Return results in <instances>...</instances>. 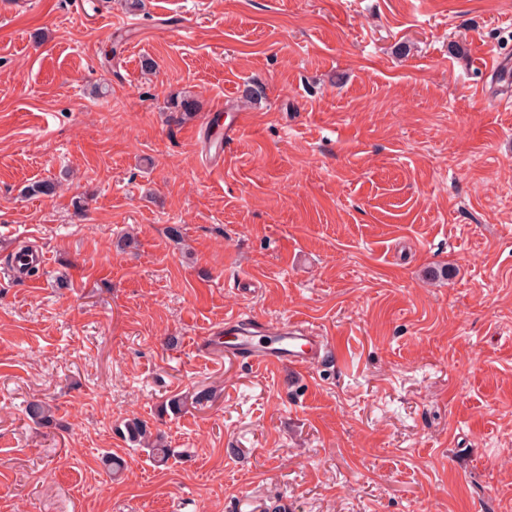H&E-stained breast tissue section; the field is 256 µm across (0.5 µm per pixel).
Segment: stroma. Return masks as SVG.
I'll return each mask as SVG.
<instances>
[{"label": "stroma", "mask_w": 512, "mask_h": 512, "mask_svg": "<svg viewBox=\"0 0 512 512\" xmlns=\"http://www.w3.org/2000/svg\"><path fill=\"white\" fill-rule=\"evenodd\" d=\"M507 100L512 0H0V512H512ZM239 313L331 356L250 365ZM125 438L131 443L143 445L149 450L150 457L156 464L164 465L168 462L173 451L162 442V435L157 434L153 438L152 432L145 421L133 419L125 424V431L123 432Z\"/></svg>", "instance_id": "stroma-1"}]
</instances>
